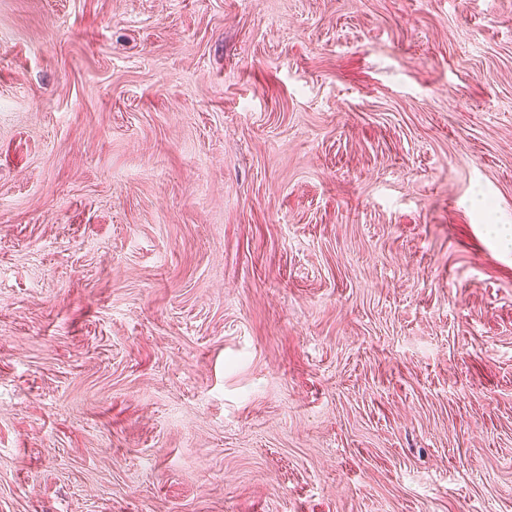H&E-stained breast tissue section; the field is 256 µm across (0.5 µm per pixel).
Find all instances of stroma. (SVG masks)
Here are the masks:
<instances>
[{"label":"stroma","instance_id":"obj_1","mask_svg":"<svg viewBox=\"0 0 512 512\" xmlns=\"http://www.w3.org/2000/svg\"><path fill=\"white\" fill-rule=\"evenodd\" d=\"M512 0H0V512H512Z\"/></svg>","mask_w":512,"mask_h":512}]
</instances>
